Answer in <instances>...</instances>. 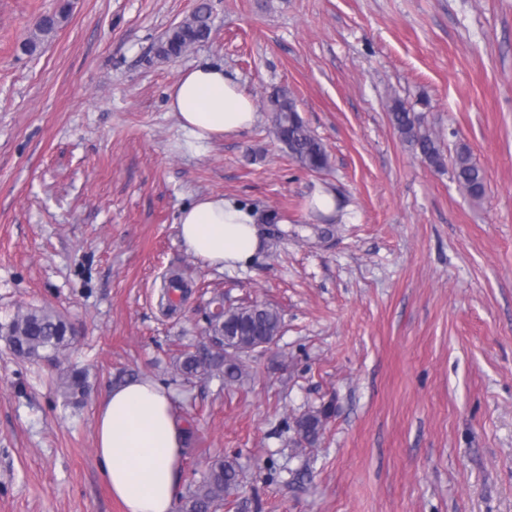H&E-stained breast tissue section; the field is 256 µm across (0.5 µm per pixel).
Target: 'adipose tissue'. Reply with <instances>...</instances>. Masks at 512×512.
Instances as JSON below:
<instances>
[{"mask_svg": "<svg viewBox=\"0 0 512 512\" xmlns=\"http://www.w3.org/2000/svg\"><path fill=\"white\" fill-rule=\"evenodd\" d=\"M168 108L196 143L249 128L257 119L252 98L223 67L210 64L183 73L169 92ZM178 229L189 253L220 270L247 266L261 246L255 217L220 194L184 207ZM96 426L101 473L125 512H174L185 429L171 392L149 378L127 380L102 398Z\"/></svg>", "mask_w": 512, "mask_h": 512, "instance_id": "1", "label": "adipose tissue"}]
</instances>
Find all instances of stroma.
I'll list each match as a JSON object with an SVG mask.
<instances>
[{"label":"stroma","mask_w":512,"mask_h":512,"mask_svg":"<svg viewBox=\"0 0 512 512\" xmlns=\"http://www.w3.org/2000/svg\"><path fill=\"white\" fill-rule=\"evenodd\" d=\"M197 0H0V326L50 307L58 363L0 335V512H123L102 477L96 407L118 381L173 395L194 442L181 483L235 460L219 512H512V0H209L210 40L156 56ZM68 18L39 53V16ZM252 97L256 123L192 149L166 94L202 62ZM285 90L331 167L301 168L271 132ZM428 106H420V99ZM414 106L443 164L389 119ZM467 148L482 199L453 177ZM336 196L318 222L317 189ZM222 194L254 209L246 269L203 265L177 218ZM180 272L183 298L163 280ZM277 307L246 375L187 385L214 296ZM87 369L80 405L55 387ZM329 408L318 444L288 426Z\"/></svg>","instance_id":"1"}]
</instances>
